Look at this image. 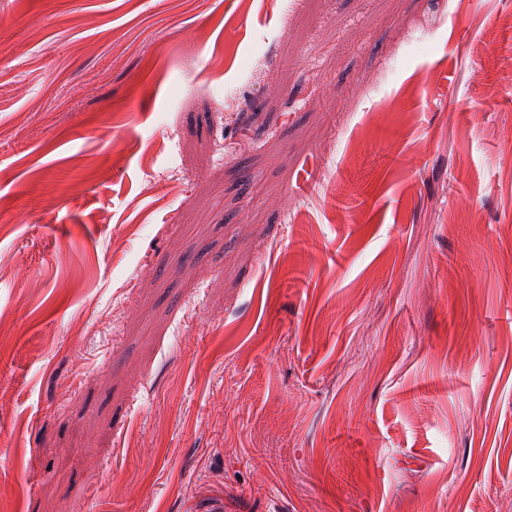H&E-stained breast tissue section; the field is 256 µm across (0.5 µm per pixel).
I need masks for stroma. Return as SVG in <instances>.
<instances>
[{
  "instance_id": "35a3bbf8",
  "label": "stroma",
  "mask_w": 512,
  "mask_h": 512,
  "mask_svg": "<svg viewBox=\"0 0 512 512\" xmlns=\"http://www.w3.org/2000/svg\"><path fill=\"white\" fill-rule=\"evenodd\" d=\"M0 512H512V0H0Z\"/></svg>"
}]
</instances>
